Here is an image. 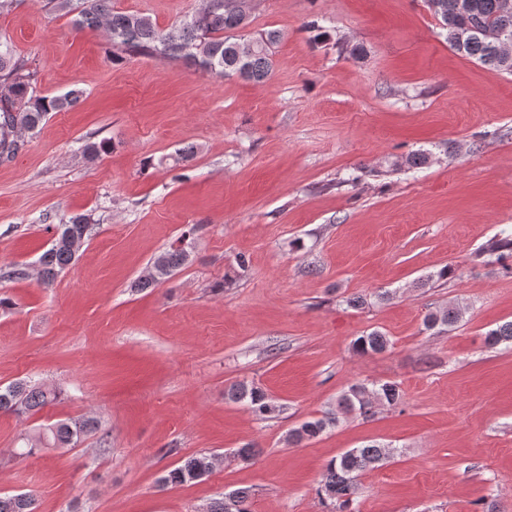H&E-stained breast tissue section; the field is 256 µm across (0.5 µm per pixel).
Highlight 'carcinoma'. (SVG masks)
<instances>
[{
	"instance_id": "cac0c4a2",
	"label": "carcinoma",
	"mask_w": 512,
	"mask_h": 512,
	"mask_svg": "<svg viewBox=\"0 0 512 512\" xmlns=\"http://www.w3.org/2000/svg\"><path fill=\"white\" fill-rule=\"evenodd\" d=\"M250 0H203L202 7L169 30L159 28L144 14L126 13L112 9V0H81L82 9L77 21L81 29H104L112 53L132 56L159 57L184 60L220 78L233 77L263 83L273 72L274 48L281 33L272 29L244 37L239 31L248 25L249 14L242 5ZM466 14L456 8L457 0H426L427 7L438 20L441 35L448 45L464 56L502 73L512 74V58L497 57L493 34L506 31L512 44V14L502 11L503 0H471ZM475 29L463 46L456 45V32ZM39 71L30 60L13 49L9 37L0 34V160L13 159L25 145L24 137L41 128L48 115L77 104L82 89L73 87L60 96L47 97L38 91ZM112 149L109 140L88 142L83 153L85 159L95 161ZM431 153L417 150L402 160L392 163L402 167L420 169L429 164ZM92 224L85 214L70 216L57 225L52 243L37 260L36 275L41 286L50 288L59 274L76 258L72 244L81 243L90 236ZM192 242L186 238L178 245L154 257L147 272L134 284L137 289L151 288L169 279L185 267ZM462 318V309L450 305L428 313L425 328L452 327ZM485 343L495 348L502 343L512 344V322L490 330ZM390 347V340L379 331L366 333L353 342L360 354L381 353ZM61 392L19 381L0 388V414L22 416L53 404ZM225 396L234 402H245L255 415L271 419L283 412V406L267 396L260 388L245 381L232 385ZM401 398L395 382L355 383L338 397L336 411L321 418L303 422L290 437L297 442L318 437L340 422V416L358 413L372 414L378 405H393ZM98 429L93 417H78L48 424L31 437L20 434L16 455L33 457L50 448L75 447ZM394 456V449L373 442L361 448H350L329 461L323 473L319 494L334 504V512H355L358 477ZM217 457L210 454L192 456L170 469L159 480L160 487H176L198 481L202 473L215 464ZM0 512H36L34 495L30 492L0 494Z\"/></svg>"
}]
</instances>
